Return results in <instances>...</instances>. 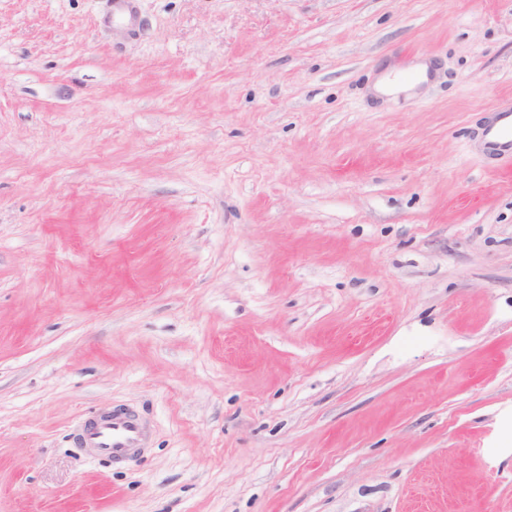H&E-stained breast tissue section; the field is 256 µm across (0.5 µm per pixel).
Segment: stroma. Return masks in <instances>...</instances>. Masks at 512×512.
Here are the masks:
<instances>
[{"label": "stroma", "instance_id": "35a3bbf8", "mask_svg": "<svg viewBox=\"0 0 512 512\" xmlns=\"http://www.w3.org/2000/svg\"><path fill=\"white\" fill-rule=\"evenodd\" d=\"M132 6L0 0V512H512V0ZM414 71L416 73V80L409 83V81L399 80L397 75L393 74V71L386 72L382 75L373 85V91L377 95L384 96H396L401 93L411 94L415 91L418 85L423 82H426L429 71V64L426 62L418 63L414 66ZM484 149L495 156L512 155V105L501 107L482 131ZM151 428L136 411L116 407L112 412L96 415L79 428L77 440L97 457L120 465L149 447Z\"/></svg>", "mask_w": 512, "mask_h": 512}]
</instances>
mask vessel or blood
Masks as SVG:
<instances>
[{
  "instance_id": "vessel-or-blood-1",
  "label": "vessel or blood",
  "mask_w": 512,
  "mask_h": 512,
  "mask_svg": "<svg viewBox=\"0 0 512 512\" xmlns=\"http://www.w3.org/2000/svg\"><path fill=\"white\" fill-rule=\"evenodd\" d=\"M484 149L495 156L512 155V105L500 108L482 131ZM151 428L136 411L116 407L79 428L77 440L91 454L120 465L148 448Z\"/></svg>"
}]
</instances>
